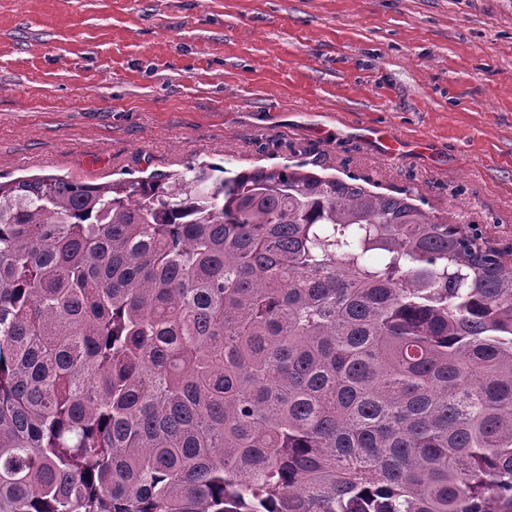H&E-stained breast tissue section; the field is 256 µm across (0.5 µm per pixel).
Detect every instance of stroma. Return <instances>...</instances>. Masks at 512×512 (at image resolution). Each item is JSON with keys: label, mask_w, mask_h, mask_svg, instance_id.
Returning a JSON list of instances; mask_svg holds the SVG:
<instances>
[{"label": "stroma", "mask_w": 512, "mask_h": 512, "mask_svg": "<svg viewBox=\"0 0 512 512\" xmlns=\"http://www.w3.org/2000/svg\"><path fill=\"white\" fill-rule=\"evenodd\" d=\"M192 160L409 190L510 266L512 0H0V180ZM357 132L355 133V136L358 138H361L368 142H375L382 144L384 146L385 152L393 157H399L405 152H408L411 150V145L408 144L405 140L401 138H395L389 142L385 143L382 140H380V133L377 132V129L371 126H365L360 127L356 129Z\"/></svg>", "instance_id": "stroma-1"}]
</instances>
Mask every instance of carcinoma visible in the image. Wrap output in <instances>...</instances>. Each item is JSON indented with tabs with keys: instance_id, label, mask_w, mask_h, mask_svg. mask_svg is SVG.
Returning <instances> with one entry per match:
<instances>
[{
	"instance_id": "carcinoma-1",
	"label": "carcinoma",
	"mask_w": 512,
	"mask_h": 512,
	"mask_svg": "<svg viewBox=\"0 0 512 512\" xmlns=\"http://www.w3.org/2000/svg\"><path fill=\"white\" fill-rule=\"evenodd\" d=\"M307 163L0 182V512H512V269Z\"/></svg>"
}]
</instances>
